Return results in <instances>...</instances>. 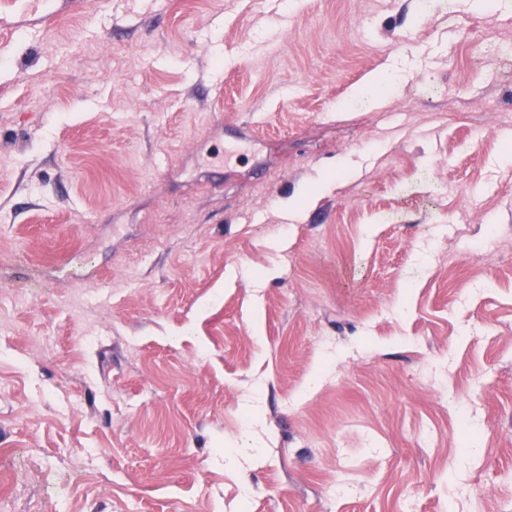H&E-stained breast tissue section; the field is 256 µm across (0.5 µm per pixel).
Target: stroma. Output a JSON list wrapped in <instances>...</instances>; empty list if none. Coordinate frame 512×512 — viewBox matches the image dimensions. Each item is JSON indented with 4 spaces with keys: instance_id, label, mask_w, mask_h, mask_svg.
Masks as SVG:
<instances>
[{
    "instance_id": "obj_1",
    "label": "stroma",
    "mask_w": 512,
    "mask_h": 512,
    "mask_svg": "<svg viewBox=\"0 0 512 512\" xmlns=\"http://www.w3.org/2000/svg\"><path fill=\"white\" fill-rule=\"evenodd\" d=\"M500 2L0 0V512H512Z\"/></svg>"
}]
</instances>
